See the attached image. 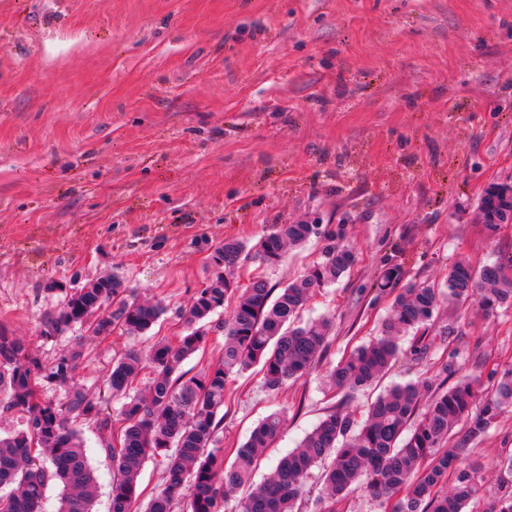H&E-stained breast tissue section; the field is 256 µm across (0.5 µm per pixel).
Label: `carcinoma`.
I'll return each instance as SVG.
<instances>
[{
  "label": "carcinoma",
  "instance_id": "carcinoma-1",
  "mask_svg": "<svg viewBox=\"0 0 512 512\" xmlns=\"http://www.w3.org/2000/svg\"><path fill=\"white\" fill-rule=\"evenodd\" d=\"M490 232L512 219V190L492 184L476 207ZM325 234L315 224H281L253 246L227 239L211 254L206 287L177 311L184 326L174 337L157 336L147 351L134 347L116 358L101 385L76 380L85 337L78 336L50 363L33 356L26 340L0 329V411L21 415L20 427L0 435V512H93L98 477L87 455L82 427L90 425L97 450L112 462L108 512H136L137 481L149 458L161 459L160 489L143 512H227L231 494L248 486L234 512H300L310 493L312 469L329 462L318 499L332 504L360 486L376 499H396L394 512H512V457L501 462L502 493L482 494L484 465L459 464L460 450L485 438L502 411L512 408V369L459 378L445 390L426 379L391 386L358 421L342 407L330 410L296 448L259 483L252 475L282 436L286 412L263 418L224 464V399L235 378L253 368L264 386L278 391L308 374L327 347L331 324L301 321L314 294L354 267L357 251L323 248L319 261L276 289L257 275L242 287L234 271L250 260L281 264L287 247ZM399 266H387L376 297L391 296L379 335L354 349L325 375L338 392H355L412 354L425 352V335L441 304L475 305L484 316L512 304V255L475 264L455 260L442 282L402 283ZM232 302L228 319L212 316ZM166 312L162 300H141L112 273L71 289L43 317L41 335L52 340L79 327L90 337L116 330L144 335ZM224 328L222 360L194 374L183 363L202 351L214 328ZM147 382V392L138 385ZM50 387L64 401L40 398ZM119 404L108 411L110 402ZM61 487L56 510L48 490Z\"/></svg>",
  "mask_w": 512,
  "mask_h": 512
}]
</instances>
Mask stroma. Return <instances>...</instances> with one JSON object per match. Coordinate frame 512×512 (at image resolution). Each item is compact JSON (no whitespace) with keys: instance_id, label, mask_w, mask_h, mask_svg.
I'll return each instance as SVG.
<instances>
[{"instance_id":"1","label":"stroma","mask_w":512,"mask_h":512,"mask_svg":"<svg viewBox=\"0 0 512 512\" xmlns=\"http://www.w3.org/2000/svg\"><path fill=\"white\" fill-rule=\"evenodd\" d=\"M512 185V0H0V327L52 361L72 335L40 336L66 287L124 277L168 312L151 336L85 344L76 374L101 383L113 358L172 336L209 276L213 249L255 246L273 225L321 218L358 250L350 275L305 318L330 343L307 375L268 392L258 370L224 400L220 446L288 411L277 455L333 407L361 415L387 386L512 368V307H441L431 349L353 394L323 379L377 333L386 262L441 281L460 255L512 253V224L474 220L481 192ZM512 410L464 459L498 490Z\"/></svg>"}]
</instances>
